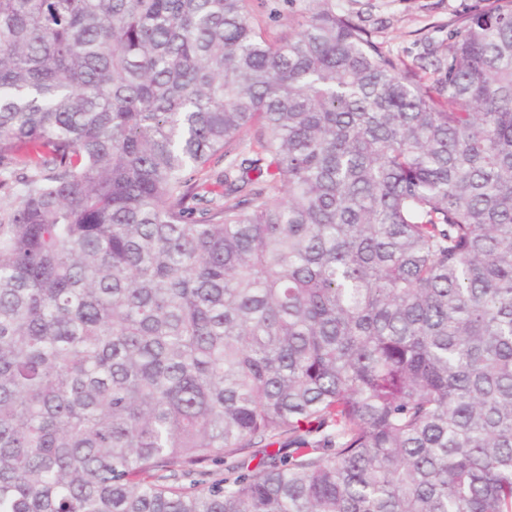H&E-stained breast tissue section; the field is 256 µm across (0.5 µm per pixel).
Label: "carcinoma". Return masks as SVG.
<instances>
[{
	"instance_id": "obj_1",
	"label": "carcinoma",
	"mask_w": 512,
	"mask_h": 512,
	"mask_svg": "<svg viewBox=\"0 0 512 512\" xmlns=\"http://www.w3.org/2000/svg\"><path fill=\"white\" fill-rule=\"evenodd\" d=\"M317 2L0 0V512H512V0ZM317 0H249L251 17L272 36L288 32V24L302 23ZM355 20H367L378 42L407 66L445 53L458 16L483 11L489 0H334Z\"/></svg>"
}]
</instances>
